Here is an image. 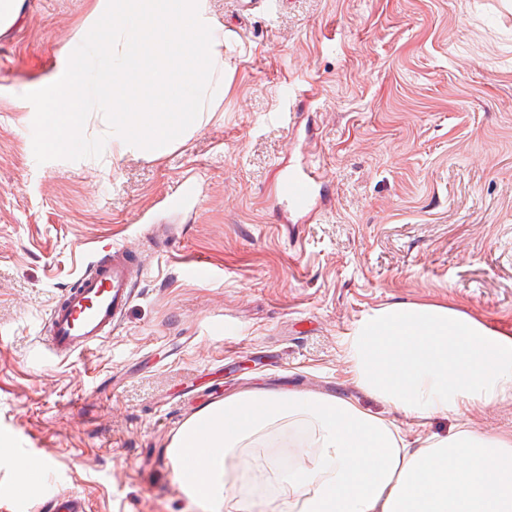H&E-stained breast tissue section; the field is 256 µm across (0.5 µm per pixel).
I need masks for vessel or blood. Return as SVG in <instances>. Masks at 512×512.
<instances>
[{
    "instance_id": "1",
    "label": "vessel or blood",
    "mask_w": 512,
    "mask_h": 512,
    "mask_svg": "<svg viewBox=\"0 0 512 512\" xmlns=\"http://www.w3.org/2000/svg\"><path fill=\"white\" fill-rule=\"evenodd\" d=\"M323 184L320 167L309 165L284 176L280 196L290 212L307 211ZM144 266L130 250L118 248L65 289L53 303L38 342L66 361L91 355L109 337L129 306Z\"/></svg>"
}]
</instances>
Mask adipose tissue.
I'll return each mask as SVG.
<instances>
[{
  "instance_id": "ef3b65f1",
  "label": "adipose tissue",
  "mask_w": 512,
  "mask_h": 512,
  "mask_svg": "<svg viewBox=\"0 0 512 512\" xmlns=\"http://www.w3.org/2000/svg\"><path fill=\"white\" fill-rule=\"evenodd\" d=\"M350 380L414 420L406 437L347 398L240 392L194 413L166 448L199 512H512V435L426 421L512 401V334L453 306L399 301L347 335ZM310 421L307 442L255 463L272 428Z\"/></svg>"
}]
</instances>
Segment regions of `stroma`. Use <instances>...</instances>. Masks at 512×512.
<instances>
[{"mask_svg":"<svg viewBox=\"0 0 512 512\" xmlns=\"http://www.w3.org/2000/svg\"><path fill=\"white\" fill-rule=\"evenodd\" d=\"M92 0H26L0 36V512H194L165 454L195 411L245 390L346 397L344 339L372 308L460 306L512 332V0H208L224 99L157 159L37 164L24 95L55 75ZM325 173L311 214L282 176ZM196 185L169 208L182 182ZM146 274L111 338L59 362L41 321L113 247ZM204 262L207 280L185 275ZM512 431V402L469 409ZM50 466L21 489L17 457Z\"/></svg>","mask_w":512,"mask_h":512,"instance_id":"obj_1","label":"stroma"}]
</instances>
